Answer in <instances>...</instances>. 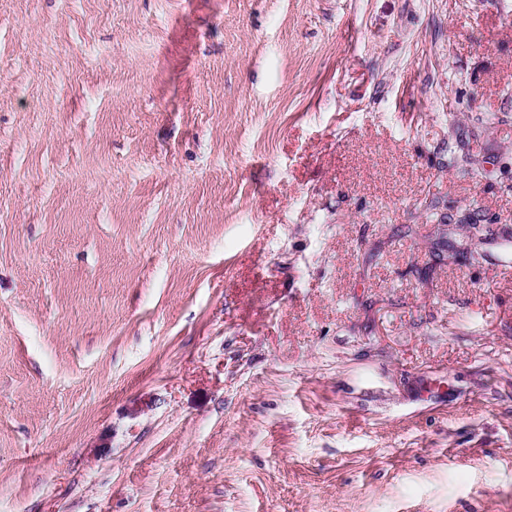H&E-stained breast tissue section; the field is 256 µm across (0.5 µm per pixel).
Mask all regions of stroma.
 Masks as SVG:
<instances>
[{"label": "stroma", "instance_id": "1", "mask_svg": "<svg viewBox=\"0 0 512 512\" xmlns=\"http://www.w3.org/2000/svg\"><path fill=\"white\" fill-rule=\"evenodd\" d=\"M0 512H512V0H0Z\"/></svg>", "mask_w": 512, "mask_h": 512}]
</instances>
